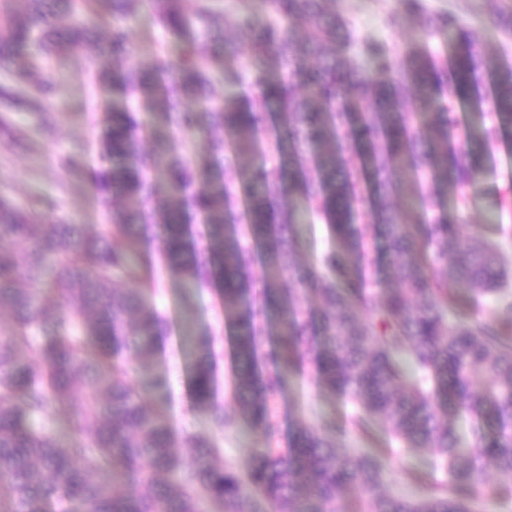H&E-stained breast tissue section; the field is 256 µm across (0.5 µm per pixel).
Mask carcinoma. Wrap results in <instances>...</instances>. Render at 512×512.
Instances as JSON below:
<instances>
[{"label":"carcinoma","instance_id":"cac0c4a2","mask_svg":"<svg viewBox=\"0 0 512 512\" xmlns=\"http://www.w3.org/2000/svg\"><path fill=\"white\" fill-rule=\"evenodd\" d=\"M140 2L67 0L62 31L49 0H0L1 72L43 95L42 70L66 50L121 99L104 132L112 167L95 185L108 229L87 235L51 199L0 194V313L12 317L0 332V512H471L481 496H512V271L447 210L451 194L468 209L485 153L512 128V66L425 0H395L386 16L414 24L401 53L354 30L333 0H257L231 32L214 0H152L176 58L128 62L119 29L87 51L102 13ZM490 21L511 30L512 8ZM440 33L450 56L429 48ZM243 44L250 54L228 66ZM0 97L39 108L8 85ZM471 100L480 121L463 126ZM190 105L205 120L195 159L169 145L172 128L199 124ZM309 215L335 244L304 264ZM158 263L220 297L233 399L267 440L242 463L207 436L174 434L163 404L131 385V366L152 372L169 332L145 276ZM216 342L198 337L191 390L222 431ZM302 371L359 422L431 449L448 481L422 497L385 489L389 459L338 447L334 424L303 426L280 448L278 404ZM60 410L67 445L48 428ZM349 486L358 496L345 506Z\"/></svg>","mask_w":512,"mask_h":512}]
</instances>
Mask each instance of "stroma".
I'll list each match as a JSON object with an SVG mask.
<instances>
[{"label":"stroma","mask_w":512,"mask_h":512,"mask_svg":"<svg viewBox=\"0 0 512 512\" xmlns=\"http://www.w3.org/2000/svg\"><path fill=\"white\" fill-rule=\"evenodd\" d=\"M392 0H335L334 7L352 27L374 35L401 51L410 40L407 28H391L383 23ZM430 10L452 12L464 23L481 28L490 48H504L505 64L512 66V38L499 29L486 25L495 10L496 0H426ZM127 37L130 61L144 62L158 52L174 50L171 36L158 28L150 9H141L122 25ZM45 77L54 85L51 106L44 112L19 111L0 99V117L16 123L22 136L18 143L0 142V193L23 203L34 196L52 198L59 209L75 223L97 231L108 218L91 176L107 166L101 145V134L109 119L110 95L98 91L93 71L74 60H51ZM52 124L51 133H44V124ZM82 151L85 166L77 172L61 168L60 159L72 151ZM512 188V132L503 135L493 150V169L483 191L474 196L463 215L462 231L468 236L490 234L502 226L500 241L502 261L512 269V203L496 206L497 194ZM159 291L154 298L157 307L171 321V331L155 356L154 369L168 379L167 417L174 432L189 429L214 436L224 461L246 459L265 438L249 417L243 415L231 397V360L223 358L217 365L220 396L231 415L223 433L213 434L207 415L196 409L191 393V368L197 350L184 335L185 327L194 333L223 330L220 301L216 294L187 296L180 280L171 274L158 276ZM351 406L315 385L311 375H294L284 399L278 405L280 447H287L296 428L303 424L336 422L340 433L337 442L345 448H357L371 455H387L392 468L387 476L390 487L415 488L419 481L445 482L447 476L437 468L432 452L425 448H403L387 434L362 430L352 419Z\"/></svg>","instance_id":"obj_1"}]
</instances>
